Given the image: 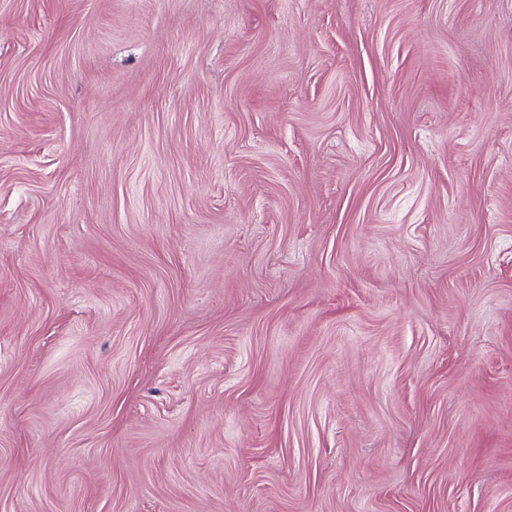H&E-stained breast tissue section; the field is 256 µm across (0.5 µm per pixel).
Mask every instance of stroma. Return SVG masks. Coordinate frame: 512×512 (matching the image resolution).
Returning a JSON list of instances; mask_svg holds the SVG:
<instances>
[{
    "label": "stroma",
    "mask_w": 512,
    "mask_h": 512,
    "mask_svg": "<svg viewBox=\"0 0 512 512\" xmlns=\"http://www.w3.org/2000/svg\"><path fill=\"white\" fill-rule=\"evenodd\" d=\"M0 512H512V0H0Z\"/></svg>",
    "instance_id": "35a3bbf8"
}]
</instances>
